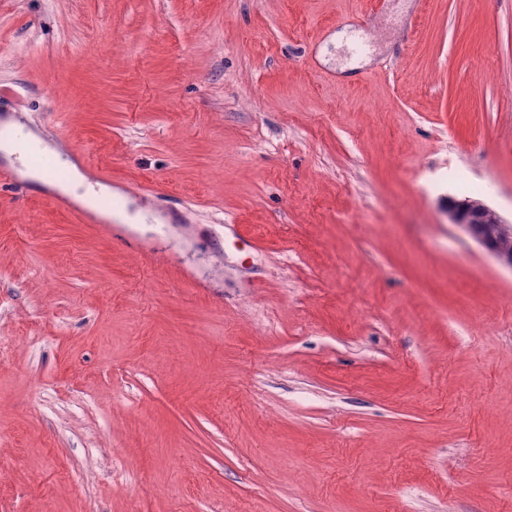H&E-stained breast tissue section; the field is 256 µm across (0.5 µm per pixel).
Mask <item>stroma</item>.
<instances>
[{"mask_svg":"<svg viewBox=\"0 0 512 512\" xmlns=\"http://www.w3.org/2000/svg\"><path fill=\"white\" fill-rule=\"evenodd\" d=\"M7 117L0 512H512V0H0ZM19 136V139L17 137ZM19 142L26 143L34 149L41 151V142L30 133H24L22 126L16 125L12 120L7 119L3 123V131L0 138V149H3L7 156H15L20 165L29 170L25 162L24 154L19 150ZM60 164L67 167L71 172V177L67 185V190L71 191L75 198L81 202L84 206L94 209L95 203L98 197L106 192V188L99 186L95 188L87 180L83 174H81L75 165L68 161L59 160ZM82 188L83 192H77V189ZM448 217L451 224L461 226L466 233L479 244L497 263L512 270V253L502 250L495 245V232L493 225L509 227L507 230L497 229V245L503 249H512V226L485 203L478 210L469 209L461 200H450L448 203Z\"/></svg>","mask_w":512,"mask_h":512,"instance_id":"stroma-1","label":"stroma"}]
</instances>
